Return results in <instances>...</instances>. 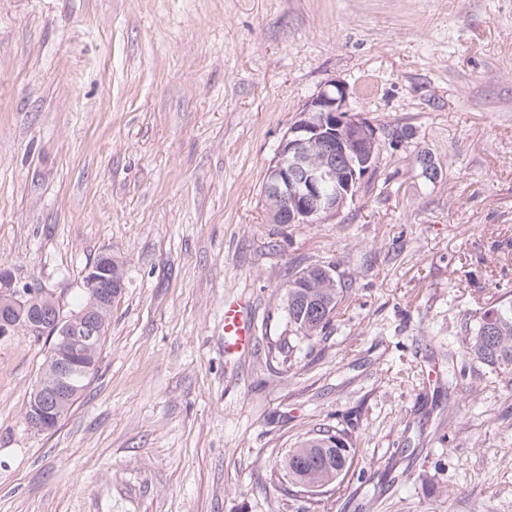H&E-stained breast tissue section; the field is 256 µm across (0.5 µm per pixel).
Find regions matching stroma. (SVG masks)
<instances>
[{"label": "stroma", "instance_id": "35a3bbf8", "mask_svg": "<svg viewBox=\"0 0 512 512\" xmlns=\"http://www.w3.org/2000/svg\"><path fill=\"white\" fill-rule=\"evenodd\" d=\"M334 82L408 136L336 216L271 223L268 165ZM106 251L125 288L52 431L24 419L48 340L0 338V512H512V383L465 344L512 299V0H0V267L69 310ZM314 263L346 290L297 345ZM322 424L355 457L303 492L279 462ZM321 266L330 268L309 265L298 271L286 284L288 323L296 332L295 335L301 338H315L326 332L336 311L340 292L343 291L341 282H337L335 276H324ZM292 283L297 286L290 288ZM224 335V348L228 353H244L252 347V325L241 304L232 302L224 306Z\"/></svg>", "mask_w": 512, "mask_h": 512}]
</instances>
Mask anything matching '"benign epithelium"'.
I'll list each match as a JSON object with an SVG mask.
<instances>
[{
  "instance_id": "7a95c632",
  "label": "benign epithelium",
  "mask_w": 512,
  "mask_h": 512,
  "mask_svg": "<svg viewBox=\"0 0 512 512\" xmlns=\"http://www.w3.org/2000/svg\"><path fill=\"white\" fill-rule=\"evenodd\" d=\"M403 138L401 132L350 113L345 87L335 84L320 91L302 107L267 169L265 201L271 221L318 224L337 214L356 199L383 144ZM112 260V253H103L85 269L83 287L90 301L68 312L54 294L21 285L9 270L0 269V336L25 331L53 339L50 379L36 388L28 407L31 426L45 427L47 416L61 412L72 399L70 359L97 347L112 303L125 288Z\"/></svg>"
}]
</instances>
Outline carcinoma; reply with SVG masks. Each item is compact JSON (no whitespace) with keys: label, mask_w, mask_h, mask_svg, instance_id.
I'll list each match as a JSON object with an SVG mask.
<instances>
[{"label":"carcinoma","mask_w":512,"mask_h":512,"mask_svg":"<svg viewBox=\"0 0 512 512\" xmlns=\"http://www.w3.org/2000/svg\"><path fill=\"white\" fill-rule=\"evenodd\" d=\"M288 323L296 335L319 337L331 325L342 284L323 275L319 265H309L289 280ZM468 354L488 368L512 377V301L487 308L475 327L467 332ZM352 438L343 430L323 427L298 440L281 461L292 485L313 490L338 486L353 463L347 448Z\"/></svg>","instance_id":"1"}]
</instances>
